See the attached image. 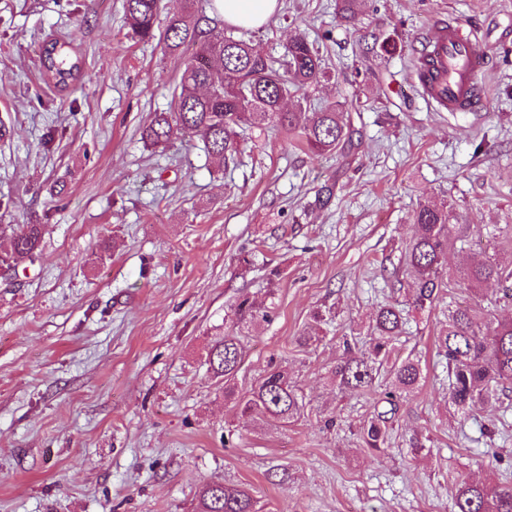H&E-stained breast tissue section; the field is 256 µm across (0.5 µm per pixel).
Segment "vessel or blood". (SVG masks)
I'll return each mask as SVG.
<instances>
[{
	"instance_id": "vessel-or-blood-1",
	"label": "vessel or blood",
	"mask_w": 512,
	"mask_h": 512,
	"mask_svg": "<svg viewBox=\"0 0 512 512\" xmlns=\"http://www.w3.org/2000/svg\"><path fill=\"white\" fill-rule=\"evenodd\" d=\"M411 81L441 112H472L484 98L481 77L489 50L463 20L428 24L419 36Z\"/></svg>"
}]
</instances>
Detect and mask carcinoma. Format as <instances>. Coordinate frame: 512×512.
Segmentation results:
<instances>
[{
  "instance_id": "obj_1",
  "label": "carcinoma",
  "mask_w": 512,
  "mask_h": 512,
  "mask_svg": "<svg viewBox=\"0 0 512 512\" xmlns=\"http://www.w3.org/2000/svg\"><path fill=\"white\" fill-rule=\"evenodd\" d=\"M161 0H125L124 12L133 36L142 41L160 38L166 52L180 54L195 47L180 75L176 111L156 112L141 130V139L150 147H166L179 131L188 139H199L215 161L228 165L240 153L241 135L247 130L284 129L299 137L308 152L326 155L337 151L352 138L344 119L346 104L335 101L317 107L308 103L306 89L328 78L323 54L304 36L288 42L284 57L274 60L251 44L224 32V25L202 28L196 15L198 0H181L182 9L172 14L164 31L155 34ZM360 0H338L337 9L348 23H355ZM365 55L379 56L396 49L395 40L383 31L369 34ZM42 70L55 83L66 86L81 76L80 66L67 42L46 46ZM287 96L297 98V107L283 109ZM415 235L409 242L404 264L412 278L409 305L431 310L452 293L446 278L448 242L466 237L462 216L448 204L421 201L415 213ZM44 233L42 224H0V267L14 270L38 255ZM458 283L477 295L483 284L504 283L502 298L512 302V268L499 265L492 254L480 252L456 269ZM232 326L224 338L212 346L209 365L214 375L224 378V399L231 400L243 416L260 415L270 422L292 424L304 410V396L288 374L270 366L254 384L238 389L244 345L242 327L270 318L269 311L247 296L231 308ZM326 317L315 311L300 343L320 339ZM406 325L403 309L396 303L379 307L374 336L364 350L347 347L336 363L332 378L341 391L368 392L381 369L389 368L391 390L383 402L389 409L365 421L359 430L362 447L373 455L386 450L389 440L388 415L397 410V398L416 390L422 380L420 361L406 357L390 361L393 342ZM446 360L448 405L461 422L470 419L472 408L502 404L512 390V319L499 320L479 304L448 302V323L436 340ZM454 512H512V485L507 483L461 481L453 498ZM196 512H257L256 502L246 487L231 488L207 484L197 496Z\"/></svg>"
}]
</instances>
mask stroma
Segmentation results:
<instances>
[{"instance_id":"1","label":"stroma","mask_w":512,"mask_h":512,"mask_svg":"<svg viewBox=\"0 0 512 512\" xmlns=\"http://www.w3.org/2000/svg\"><path fill=\"white\" fill-rule=\"evenodd\" d=\"M451 15L495 52L477 112L436 111L410 80L416 36ZM375 29L396 40L382 61L357 51ZM238 35L275 58L294 36L317 42L335 78L308 95L359 93V137L317 157L256 131L223 170L178 134L151 150L140 129L169 111L187 54L134 39L124 0H0V224L45 227L36 261L0 278V512H193L207 482L249 488L258 512H453L458 481H512V426L479 408L458 424L447 404L441 310L394 344L423 379L384 453L358 430L388 373L365 394L331 376L344 339L368 340L410 286L418 201L466 216L451 268L483 249L512 267V0H364L352 25L336 0H280ZM52 39L82 64L63 89L42 73ZM242 292L271 319L243 329L238 385L282 366L307 400L294 424L241 418L209 367ZM317 309L327 333L300 345ZM414 439L426 452L411 454Z\"/></svg>"}]
</instances>
